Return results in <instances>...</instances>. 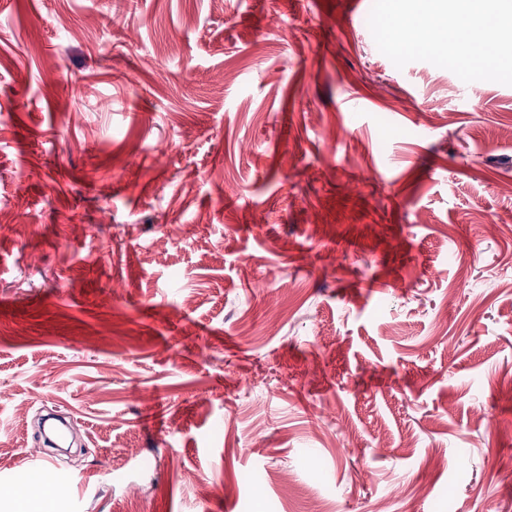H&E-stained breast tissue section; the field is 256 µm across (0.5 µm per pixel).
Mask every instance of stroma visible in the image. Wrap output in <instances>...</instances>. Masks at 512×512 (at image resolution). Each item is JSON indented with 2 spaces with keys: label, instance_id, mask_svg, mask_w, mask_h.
I'll use <instances>...</instances> for the list:
<instances>
[{
  "label": "stroma",
  "instance_id": "35a3bbf8",
  "mask_svg": "<svg viewBox=\"0 0 512 512\" xmlns=\"http://www.w3.org/2000/svg\"><path fill=\"white\" fill-rule=\"evenodd\" d=\"M428 8L0 0V512H512V64ZM448 26V13L436 12L428 17L426 24L414 27L408 18L398 22V31L408 40L428 41L440 29Z\"/></svg>",
  "mask_w": 512,
  "mask_h": 512
}]
</instances>
